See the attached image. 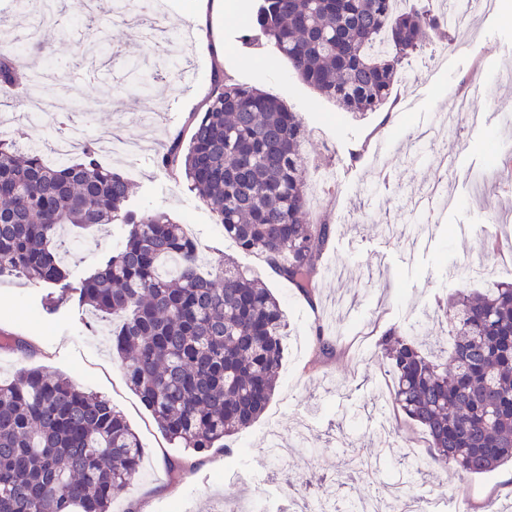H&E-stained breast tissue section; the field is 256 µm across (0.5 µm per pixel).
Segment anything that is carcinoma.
Masks as SVG:
<instances>
[{
    "mask_svg": "<svg viewBox=\"0 0 512 512\" xmlns=\"http://www.w3.org/2000/svg\"><path fill=\"white\" fill-rule=\"evenodd\" d=\"M431 4L396 11L392 0H255L239 39L272 45L344 111L376 112L405 59L437 35L455 43V27ZM12 56L0 52V94L22 79L34 95L37 71L19 76ZM188 123L189 140L172 139L157 164L185 179L241 251L313 301L332 227L308 217L302 119L214 71ZM130 193L126 176L88 143L49 164L0 140V278L61 286L47 300L51 311L68 289L72 244L63 230L128 225L122 247L81 282L78 302L114 320L112 354L166 439L198 454L229 448L275 392L283 309L228 258L203 270L184 226L127 208ZM443 314L456 339L442 361L421 351L415 324L409 336L394 327L379 341L395 404L429 438L428 457L399 461L411 493L428 467L484 475L512 462V283L460 288ZM141 456L139 436L105 397L42 367L0 379V512H111Z\"/></svg>",
    "mask_w": 512,
    "mask_h": 512,
    "instance_id": "obj_1",
    "label": "carcinoma"
}]
</instances>
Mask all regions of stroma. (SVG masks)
I'll return each mask as SVG.
<instances>
[{
	"instance_id": "1",
	"label": "stroma",
	"mask_w": 512,
	"mask_h": 512,
	"mask_svg": "<svg viewBox=\"0 0 512 512\" xmlns=\"http://www.w3.org/2000/svg\"><path fill=\"white\" fill-rule=\"evenodd\" d=\"M162 2V21L150 43L134 31L118 37L107 27L86 30L71 7H64L41 29L53 54L30 44L17 64L23 71H53L54 79L42 87V99H66L86 130L109 127L119 137L140 139L142 150L132 162L137 170L133 207L164 211L185 224L203 267L230 256L271 288L288 321L275 394L261 418L234 437L231 453L213 448L193 455L166 440L113 362L111 321L96 318L74 298L46 311L48 287L25 280L0 281V334L24 337L36 352L24 357L0 349V376L41 366L106 397L126 416L144 453L136 481L115 498L112 512H284L291 485L324 478L335 480L340 498L360 501L371 485L346 477L332 452L339 442L392 462L407 440L414 441L419 456L429 453L425 431L407 420H398L388 441L376 434L388 398L379 386L387 369L376 358L382 334L416 323L436 350H446L448 324L434 309L458 287L448 277L449 268L490 248L512 254V227L495 221L512 212V166L504 164L512 157V126L501 121L498 109L512 104V81L491 84L482 100L486 118L479 126H458L455 140L448 143L454 168L439 171L426 149L419 158L409 156L412 130L447 107L463 79L512 69V15L467 16L456 31L457 48L445 52L438 72L421 71L413 82L397 83L385 106L394 123L384 133L380 113L359 118L338 109L305 84L272 45L243 47L238 40L242 15L225 18V74L278 97L297 112L306 130V166L336 171L334 184L311 207L330 221L334 232L318 274V295L310 302L274 275L260 256L243 254L225 238L221 224L184 180L156 163L165 143L184 130L190 112L207 97L215 61L211 42L188 19L195 0ZM162 56L175 61L176 69L141 92L129 75L131 67L152 71ZM439 179L447 183L454 203L434 219L418 202ZM425 223L433 234L419 251L405 250L393 235L397 229L417 231ZM127 231L126 225L110 224L74 237L78 259L68 264L69 287H79L118 250ZM339 263L347 268L340 281L329 274ZM340 296L354 304L343 325L333 313ZM359 322L369 331L361 346L352 339ZM319 325L337 339L332 352L322 353L316 345ZM173 460L185 461L186 470H172ZM510 474V464L465 478L430 471L417 493L437 502L441 512H452L451 498L459 491L472 512H486L488 502L512 503V491L504 488Z\"/></svg>"
}]
</instances>
